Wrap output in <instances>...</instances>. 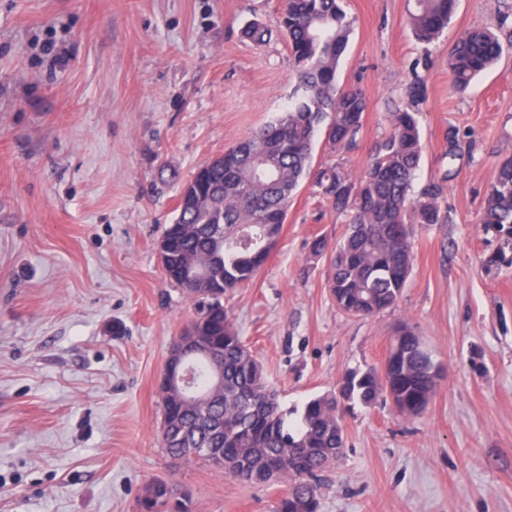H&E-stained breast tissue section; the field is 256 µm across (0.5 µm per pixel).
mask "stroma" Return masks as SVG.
Wrapping results in <instances>:
<instances>
[{"label": "stroma", "instance_id": "35a3bbf8", "mask_svg": "<svg viewBox=\"0 0 512 512\" xmlns=\"http://www.w3.org/2000/svg\"><path fill=\"white\" fill-rule=\"evenodd\" d=\"M512 0H458L419 44L410 0H344L355 24L337 72L367 108L345 150L314 166L360 173L414 78L426 87L415 193L442 185L452 221L413 227L398 305L338 310L316 237L343 216L304 182L270 257L224 310L282 407L383 368L413 325L441 370L428 408L345 417L347 446L315 485L321 512H512V265L480 222L512 155V51L453 89L448 55ZM282 0H0V512H139L166 480L187 512H273L285 483L251 486L161 448L159 384L195 315L157 244L197 167L288 104L296 83ZM269 29L244 37L249 21ZM456 144H449V132Z\"/></svg>", "mask_w": 512, "mask_h": 512}]
</instances>
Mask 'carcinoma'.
Returning a JSON list of instances; mask_svg holds the SVG:
<instances>
[{
    "mask_svg": "<svg viewBox=\"0 0 512 512\" xmlns=\"http://www.w3.org/2000/svg\"><path fill=\"white\" fill-rule=\"evenodd\" d=\"M457 0H413L408 24L416 40L428 46L448 27ZM501 15L500 33L487 28L464 33L449 58L451 83L465 91L504 49H512V26ZM354 20L342 0H284L280 27L288 36L298 84L288 108L199 166L183 187L177 216L158 243L166 277L193 300L189 270L204 275L200 284L217 296L199 302L187 332L204 352L191 358L200 404L162 400L161 445L175 459L210 454V465L249 484L283 481L287 491L274 512H319L311 479L344 453V404L370 406L392 402L404 416L424 411L435 395L438 368L415 328L404 324L386 370H350L339 395L310 398L285 411L276 391L243 337L224 311L227 292L251 283L276 245L288 206L303 182L313 178L317 192L348 217L342 240L313 241L310 261H327L329 294L336 308L355 317H372L394 307L414 265L412 226L451 224L442 210L441 188L411 195L423 146L418 105L423 83L407 88L402 107L390 113L388 137L354 177L336 165L313 171V143L324 135L332 151L350 144L361 126L366 99L356 88L337 82L340 57ZM480 223L512 245V157L501 161L485 198ZM252 226L238 239V226ZM224 363V392L212 393V369ZM140 512H183L168 483L148 482Z\"/></svg>",
    "mask_w": 512,
    "mask_h": 512,
    "instance_id": "obj_1",
    "label": "carcinoma"
}]
</instances>
